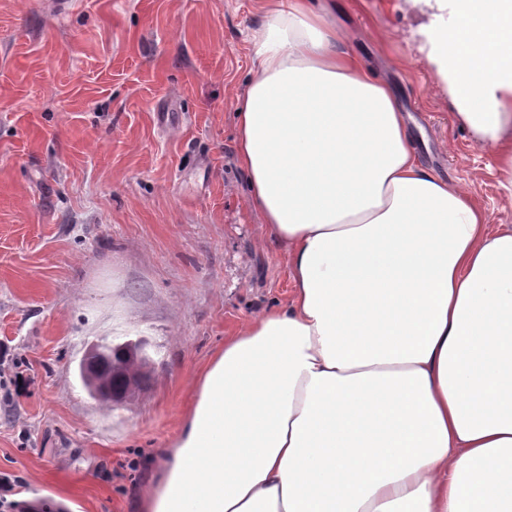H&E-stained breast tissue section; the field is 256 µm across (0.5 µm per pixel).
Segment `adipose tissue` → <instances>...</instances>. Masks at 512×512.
Returning <instances> with one entry per match:
<instances>
[{
	"instance_id": "ef3b65f1",
	"label": "adipose tissue",
	"mask_w": 512,
	"mask_h": 512,
	"mask_svg": "<svg viewBox=\"0 0 512 512\" xmlns=\"http://www.w3.org/2000/svg\"><path fill=\"white\" fill-rule=\"evenodd\" d=\"M429 61L512 174V0H434ZM237 152L287 305L196 381L144 512H512V225L419 163L313 0H268Z\"/></svg>"
}]
</instances>
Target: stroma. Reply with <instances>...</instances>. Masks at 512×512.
I'll use <instances>...</instances> for the list:
<instances>
[{
  "mask_svg": "<svg viewBox=\"0 0 512 512\" xmlns=\"http://www.w3.org/2000/svg\"><path fill=\"white\" fill-rule=\"evenodd\" d=\"M266 0H0V478L27 512H141L225 336L286 302L285 249L236 152ZM422 166L512 224L491 147L428 61V0H336ZM146 339L107 410L79 365Z\"/></svg>",
  "mask_w": 512,
  "mask_h": 512,
  "instance_id": "1",
  "label": "stroma"
}]
</instances>
